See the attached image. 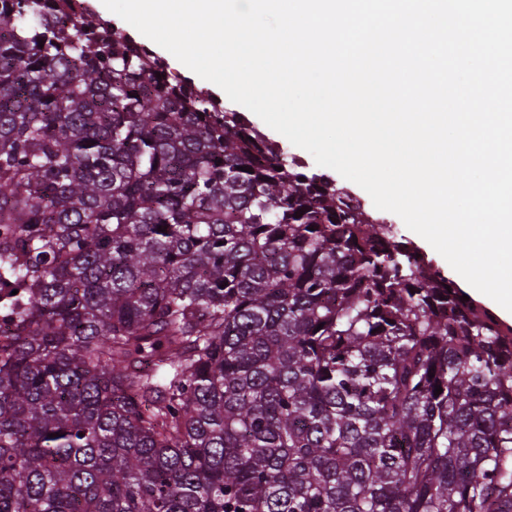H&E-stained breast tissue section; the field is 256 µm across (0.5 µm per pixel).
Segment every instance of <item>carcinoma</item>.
I'll return each mask as SVG.
<instances>
[{"mask_svg": "<svg viewBox=\"0 0 512 512\" xmlns=\"http://www.w3.org/2000/svg\"><path fill=\"white\" fill-rule=\"evenodd\" d=\"M463 295L79 0H0V512H512Z\"/></svg>", "mask_w": 512, "mask_h": 512, "instance_id": "cac0c4a2", "label": "carcinoma"}]
</instances>
